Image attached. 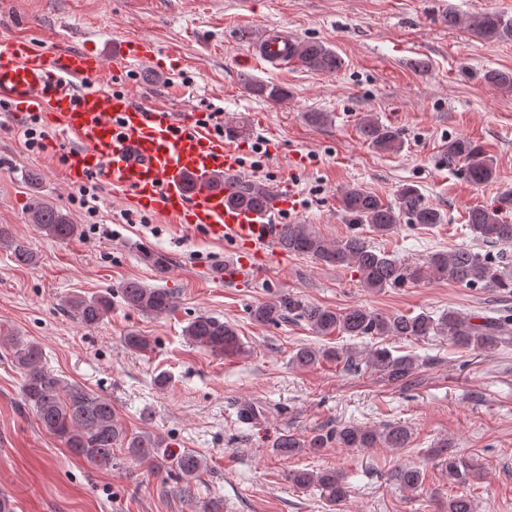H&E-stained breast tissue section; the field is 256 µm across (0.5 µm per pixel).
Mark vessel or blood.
I'll return each instance as SVG.
<instances>
[{
    "label": "vessel or blood",
    "mask_w": 512,
    "mask_h": 512,
    "mask_svg": "<svg viewBox=\"0 0 512 512\" xmlns=\"http://www.w3.org/2000/svg\"><path fill=\"white\" fill-rule=\"evenodd\" d=\"M154 54L153 43L136 42L107 64L93 46L44 50L26 41L1 43L0 98L21 107L46 106L69 145L67 180L100 176L129 205L194 226L212 240L232 242L238 258L225 265L224 277L250 280L277 256L276 229L267 213L226 204L224 189L213 185L219 175L242 171V145L204 128L201 113L146 103L128 91L73 88L74 81L93 78L103 66L117 77L129 60L147 63ZM249 57L285 68L295 60L296 41L265 32Z\"/></svg>",
    "instance_id": "obj_1"
}]
</instances>
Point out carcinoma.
<instances>
[{
  "label": "carcinoma",
  "mask_w": 512,
  "mask_h": 512,
  "mask_svg": "<svg viewBox=\"0 0 512 512\" xmlns=\"http://www.w3.org/2000/svg\"><path fill=\"white\" fill-rule=\"evenodd\" d=\"M448 27H464L485 41L512 40V17L495 10H480L464 19L453 12L445 15ZM297 62L308 70L333 74L342 66L335 50L320 41L298 42ZM485 81L495 87L511 88L512 73L488 71ZM245 88L266 101L280 102L287 91L275 84L244 78ZM365 142L380 152L398 153L404 142L399 130L387 126L373 116H366L360 127ZM443 158L448 166L457 169L470 183L481 186L493 182L497 176L496 162L485 149L473 140L454 136L448 138ZM218 186H227L230 193L226 202L237 208L270 211L274 191L241 176L216 179ZM339 211L349 232L340 240H326L309 224H284L279 234L282 251L307 256L329 266H346L356 270L362 287L372 291L399 288L429 274L466 288L512 292V269L509 263L488 253L460 247L429 254L420 266L411 267L394 253L376 244L373 237H386L397 225L429 228L443 222L441 212L426 202L413 184H404L392 201L355 185L341 189ZM512 210V191L502 193L493 207H475L467 212L466 227L473 236L486 244L512 241V223L503 213ZM28 221L45 236L64 241L80 235L81 227L72 222L68 213L49 202H35L29 209ZM0 248L9 252L18 266H29L36 261L30 243L12 235L8 225H0ZM141 259L160 276L167 273L168 258L154 250L142 252ZM123 301L131 308L147 315L162 317L175 309L173 294L165 288H150L129 280L120 286ZM72 317L87 326H97L112 312V293L85 297L73 295L65 299ZM292 315L307 323L318 336L346 335L352 337L420 340L441 336L454 349L488 354L507 343L512 334V315L504 317H473L450 311L435 319L427 314L383 315L364 307L344 310L303 301L294 296H282L276 301L264 302L251 310L252 319L262 325H276ZM183 335L197 347L218 356L234 355L241 351V340L235 326L209 315L193 318L183 329ZM126 347L134 352L152 349V340L136 332L124 337ZM0 348L11 354V362L22 371L21 392L25 403L34 411L39 425L59 439L70 453L94 469H112V454L123 448L141 465L160 468L156 463L158 449L164 439L151 432L127 433L120 425L112 401L83 384L68 382L43 362L41 348L10 332L0 331ZM345 358L346 367L357 371L364 367L395 384H406L417 374V359L412 354L394 355L392 350L377 345L365 351L342 353L334 347L302 346L292 355V363L299 367H314L327 360ZM411 429L400 423H387L380 429L338 425L309 438L293 434L282 435L276 443L280 454L290 456L306 450L317 452L322 448H374L382 443L389 448H406L411 442ZM442 465L448 470V479L466 484L483 479L477 465L457 456L448 441L437 449ZM206 464L193 452L183 453L172 462L180 486L178 493L185 498L195 497L197 479ZM395 481L401 488L417 496L423 488V476L412 466L395 469ZM290 482L299 488H316L325 502L336 506L348 492L345 477L335 470H295ZM446 512H476L474 500L467 494L448 498Z\"/></svg>",
  "instance_id": "obj_1"
}]
</instances>
